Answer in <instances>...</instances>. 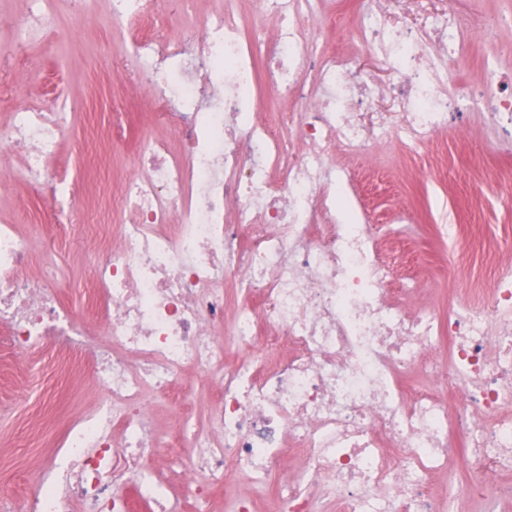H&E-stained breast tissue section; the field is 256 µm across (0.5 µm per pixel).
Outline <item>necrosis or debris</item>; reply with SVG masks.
<instances>
[{
  "instance_id": "obj_1",
  "label": "necrosis or debris",
  "mask_w": 512,
  "mask_h": 512,
  "mask_svg": "<svg viewBox=\"0 0 512 512\" xmlns=\"http://www.w3.org/2000/svg\"><path fill=\"white\" fill-rule=\"evenodd\" d=\"M308 4L256 0V16L279 20L278 38L264 45L229 12L173 43L161 0H111L113 24L146 26L135 44L139 76L152 121L169 135L139 151V173L119 201L123 220L93 265L99 335L61 302L53 262L39 280L25 277L31 239L16 217H0V329L10 353L51 349L103 392L69 430L62 457L21 495L0 494V512H133L131 486L153 512H178L151 480L168 442L147 407L175 397L188 370L214 386L204 430L192 411L181 417L194 448L182 483L199 503L242 477L264 484L296 457L301 473L278 487V512L328 503L335 512H448L432 479L449 460L465 457L484 486L512 468V263L492 270L477 302L453 300L442 318L410 310L413 283L394 286L383 225L361 208L336 221L343 177L329 163L334 151L417 147L462 124L433 62L448 25L354 26L353 39L387 60L390 78L377 87L348 58L309 44ZM303 70L314 74L312 104L285 128L257 121L258 79L285 95ZM377 97L393 111L369 113ZM480 104L512 140V84L494 80ZM69 118L67 108L34 102L0 128L19 159L10 177L51 193L63 232L80 221L54 169ZM225 327L250 357L226 363Z\"/></svg>"
}]
</instances>
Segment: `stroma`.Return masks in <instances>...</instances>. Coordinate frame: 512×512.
<instances>
[{"label":"stroma","instance_id":"1","mask_svg":"<svg viewBox=\"0 0 512 512\" xmlns=\"http://www.w3.org/2000/svg\"><path fill=\"white\" fill-rule=\"evenodd\" d=\"M176 21L167 35L177 40L223 11L224 0H192L181 7L169 0ZM30 11V0H0V126L25 99L54 104L67 96L72 106L69 131L56 163L82 209L87 224L58 234L51 222L53 203L22 182L0 181V213H18L20 232L33 238L26 267L38 279L45 258L62 277L60 298L81 320H92L86 290L92 263L103 247L98 225L118 223L116 203L136 154L153 138L152 104L137 81L139 62L131 35L113 26L110 0H88L85 8L57 0L52 29L17 43L16 25ZM457 26L454 48L439 66L453 74L449 97L460 100L470 127L468 138L454 130L438 134L426 147L388 148L379 159L337 154L335 163L365 171L398 190L410 222L393 225L382 242L386 251L413 250L417 278L431 290L418 293L413 306L447 315L448 299L489 285V263L512 262V143H504L492 121L475 105L491 70L512 75V0H402L397 13L373 10L368 0H315L306 19L315 47L350 55L371 83H385L387 62L373 49L349 39L359 22L379 27L422 29L443 13ZM313 77L302 72L292 97L279 102L266 86L258 88V117L270 111L292 113L309 100ZM123 103L124 134L112 137V100ZM100 396L88 373L78 372L53 354L34 348L21 356L0 354V488L21 492L24 477L40 471L61 448L69 425Z\"/></svg>","mask_w":512,"mask_h":512}]
</instances>
